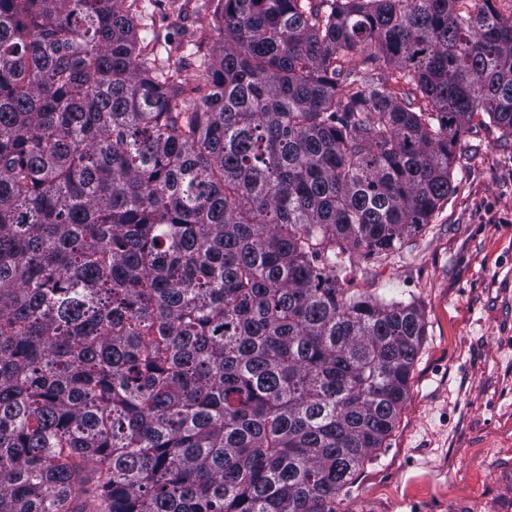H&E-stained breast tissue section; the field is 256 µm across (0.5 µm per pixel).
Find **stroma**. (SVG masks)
I'll use <instances>...</instances> for the list:
<instances>
[{"label": "stroma", "instance_id": "35a3bbf8", "mask_svg": "<svg viewBox=\"0 0 512 512\" xmlns=\"http://www.w3.org/2000/svg\"><path fill=\"white\" fill-rule=\"evenodd\" d=\"M456 193L352 288L415 300L426 336L409 395L336 512H512V136H463Z\"/></svg>", "mask_w": 512, "mask_h": 512}]
</instances>
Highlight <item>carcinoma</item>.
<instances>
[{
  "label": "carcinoma",
  "mask_w": 512,
  "mask_h": 512,
  "mask_svg": "<svg viewBox=\"0 0 512 512\" xmlns=\"http://www.w3.org/2000/svg\"><path fill=\"white\" fill-rule=\"evenodd\" d=\"M0 0V512H336L393 430L421 310L345 288L512 136L483 0ZM145 9L148 14V17L145 19L143 26L139 29V37L144 43L148 42L153 38L154 34H161L162 36L166 35L169 32L171 37L174 39H179V35L176 31L167 27L168 19L166 18L167 13L164 12L160 6L158 7L155 4V0H144ZM185 8L184 25L195 29V44L201 45L202 53L210 55L217 46L219 38L209 26L210 2L207 0H179Z\"/></svg>",
  "instance_id": "1"
}]
</instances>
